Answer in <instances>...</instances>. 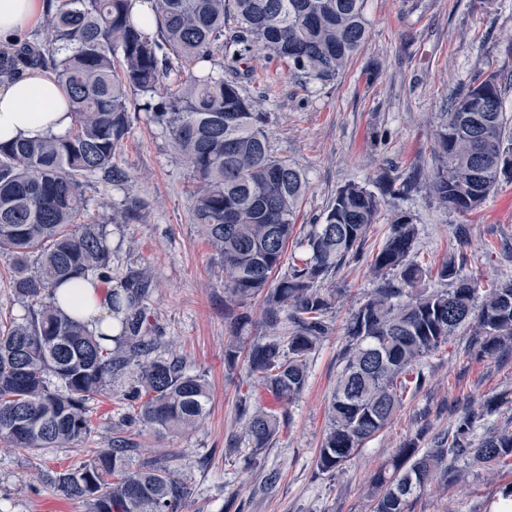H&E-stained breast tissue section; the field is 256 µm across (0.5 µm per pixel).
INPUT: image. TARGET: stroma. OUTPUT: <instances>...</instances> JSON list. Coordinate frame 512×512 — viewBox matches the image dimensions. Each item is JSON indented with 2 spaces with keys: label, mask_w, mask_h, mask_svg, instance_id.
Returning a JSON list of instances; mask_svg holds the SVG:
<instances>
[{
  "label": "stroma",
  "mask_w": 512,
  "mask_h": 512,
  "mask_svg": "<svg viewBox=\"0 0 512 512\" xmlns=\"http://www.w3.org/2000/svg\"><path fill=\"white\" fill-rule=\"evenodd\" d=\"M365 12L368 40L337 79L308 83L272 62L243 83L247 93L267 94L271 155L288 160L306 178L295 238L304 237L347 182L373 191L384 174L417 180L409 195L383 207L360 258L331 281L344 291L329 315L334 332L314 354L285 427L264 450L267 466L281 472L272 493L260 492L259 472L229 446L246 445L240 395L250 394L253 404L270 410L282 407L262 387H248L245 371L230 375L224 369V273L192 220L189 173L174 158L168 134L148 113H131L130 134L112 159L125 179L86 188L87 220L103 223L114 212L128 216L111 228L113 278L146 264L155 268L148 314L164 331L160 352L180 356L210 386L209 412L196 430L141 442L170 454L190 473L186 512H372L370 479L406 440L429 447L468 407L489 399L497 409L485 428L512 418V348L477 353L462 329L424 359V383L406 391L383 432L366 441L342 471L330 475L318 468L328 403L343 366L342 328L376 286L370 259L396 212H407L419 228L414 259L424 269H436L456 252L464 255L466 272L482 281L512 275V181H501L480 210L466 215L439 205L427 183L436 165L430 118L447 111L477 75L494 72L512 85V0H366ZM457 224L464 227L459 239L452 234ZM85 449L25 453L0 444V512H86L84 504L63 499L39 480L44 471L85 461ZM509 486L510 465L486 469L459 462L449 469L447 488L425 490L411 512H499Z\"/></svg>",
  "instance_id": "1"
}]
</instances>
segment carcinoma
Masks as SVG:
<instances>
[{"mask_svg":"<svg viewBox=\"0 0 512 512\" xmlns=\"http://www.w3.org/2000/svg\"><path fill=\"white\" fill-rule=\"evenodd\" d=\"M42 33L3 51L5 73L51 70L75 105L63 137L0 144V255L12 261L9 287L30 303L26 318L0 320V442L31 453L73 448L95 430L92 404L125 382L115 399L125 412L106 448H88L77 466L48 470L41 482L88 512H186L190 479L164 455L134 465V437L177 436L198 427L210 389L176 356L156 354L160 337L148 317L155 271L147 266L112 287V338L67 313L54 291L72 275L112 279L108 225L83 223L84 185L100 175L119 182L112 157L130 130L133 99L166 130L175 157L193 180L192 220L224 271V318L231 338L224 368L248 375L282 404L306 387L312 354L332 334L339 293L320 284L359 256L386 199L404 189L383 176L379 193L348 182L285 261L306 190L300 170L268 150L266 95L241 80L276 61L310 82L339 77L369 34L365 0H151V34L135 19L133 0H49ZM236 28L224 37L229 16ZM222 41L223 64L211 66ZM190 70L177 89L162 87L173 66ZM506 87L495 73L474 79L434 130L433 197L459 214L483 205L501 178H512V124ZM418 235L409 216H394L369 269L379 285L350 315L344 366L329 407L318 467L334 473L400 410L407 384L421 385L420 361L469 329L479 351L512 344V278L485 286L451 254L436 269L441 289L422 286L412 258ZM287 270H282V267ZM263 304L265 335L241 338L244 308ZM494 402L466 411L433 447L414 440L396 450L370 488L374 512H409L448 462L512 463V425L475 439ZM248 445L260 454L285 416L241 400Z\"/></svg>","mask_w":512,"mask_h":512,"instance_id":"1","label":"carcinoma"}]
</instances>
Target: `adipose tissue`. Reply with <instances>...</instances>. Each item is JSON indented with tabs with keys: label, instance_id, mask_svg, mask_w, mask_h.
I'll return each instance as SVG.
<instances>
[{
	"label": "adipose tissue",
	"instance_id": "obj_1",
	"mask_svg": "<svg viewBox=\"0 0 512 512\" xmlns=\"http://www.w3.org/2000/svg\"><path fill=\"white\" fill-rule=\"evenodd\" d=\"M46 0H0V39L34 27L44 17ZM74 122V106L55 76L42 69L0 76V142L65 135ZM62 308L75 313L93 332L111 333L112 308L107 290L84 277L55 292Z\"/></svg>",
	"mask_w": 512,
	"mask_h": 512
}]
</instances>
